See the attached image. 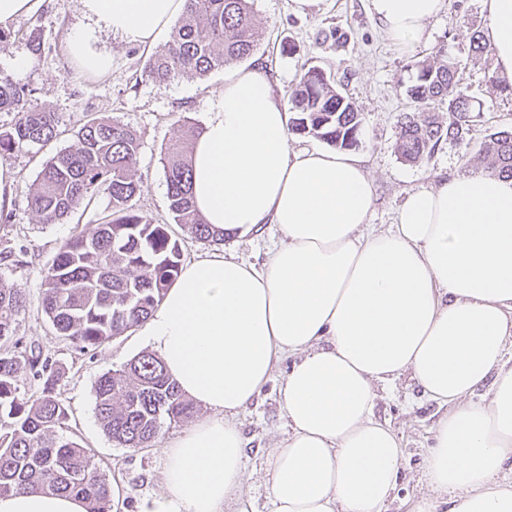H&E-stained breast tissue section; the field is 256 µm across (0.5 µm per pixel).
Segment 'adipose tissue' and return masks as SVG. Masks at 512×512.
Here are the masks:
<instances>
[{"label":"adipose tissue","instance_id":"obj_1","mask_svg":"<svg viewBox=\"0 0 512 512\" xmlns=\"http://www.w3.org/2000/svg\"><path fill=\"white\" fill-rule=\"evenodd\" d=\"M86 26L66 38L104 75L97 29L153 46L185 0H79ZM389 39L410 50L444 0H368ZM497 77L512 84V0H483ZM192 196L207 223L244 235L278 225L262 267L219 253L184 266L146 336L181 392L208 416L165 449L164 492L140 512H253L234 420L285 358L288 430L267 462L269 512H381L401 450L373 418L379 385L407 373L448 413L424 461L431 490L416 512H512V180L445 175L410 191L397 224L369 227L374 184L363 158L292 148L262 65L231 72L193 143ZM490 385L484 403L469 397ZM0 512H86L52 493L0 496Z\"/></svg>","mask_w":512,"mask_h":512}]
</instances>
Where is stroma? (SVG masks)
I'll return each instance as SVG.
<instances>
[{
	"instance_id": "35a3bbf8",
	"label": "stroma",
	"mask_w": 512,
	"mask_h": 512,
	"mask_svg": "<svg viewBox=\"0 0 512 512\" xmlns=\"http://www.w3.org/2000/svg\"><path fill=\"white\" fill-rule=\"evenodd\" d=\"M251 7L262 39L248 62L268 69L280 100H287L301 74L318 65L331 72L338 89L362 114L358 153L365 158L375 187L370 220L375 230L396 223L408 192L430 187L439 173H482L480 148L491 133L512 128V93L492 83V55L470 50L473 31L484 30L487 24L482 0H445L443 12L429 25L428 37L409 52L386 37L366 0H318L305 15L294 11L292 0H251ZM84 23L78 0H45L39 13L19 18L0 31V72L32 89L33 102L55 114L60 130L59 137L39 153L24 151L0 160V168L13 176L15 188L14 216L8 223L0 220V249L12 246L24 252L21 265L0 264V281L27 297V307L17 317L21 347L35 348L65 369L56 391L69 409V436L92 450L108 479L123 485L125 501L117 512H139L144 500L161 494L164 450L189 422L163 421L153 447L143 449L118 446L103 431L95 414V382L102 373L123 369L148 351L145 329L139 326L98 348L79 351L55 332L41 312V300L43 273L60 243L75 226L100 223L109 213L108 199L98 196L64 223L44 225L27 209L25 195L43 163L73 144L84 121L109 114L135 130L140 140L136 169L142 187L134 200L137 211L152 222L171 223L163 151L180 136V121L204 125L212 101L224 86V73L216 70L203 79L181 75L156 84L142 74L150 49L104 30L96 47L111 54L112 70L103 76L87 72L64 50L68 32ZM36 26L42 29L43 41L37 56L27 38ZM440 46L457 62L460 90L479 106L481 116L463 140L444 144L432 158L408 163L396 152L395 136L400 114L417 109L405 93L409 66L430 57ZM21 57L29 64L19 70L15 61ZM177 238L183 262L218 248L259 267L281 243L282 234L277 225L265 224L249 234L232 235L218 247L183 232ZM290 367V361L279 363L260 394L235 417L246 441L244 489L253 497L256 512L269 508L266 459L287 430L279 390ZM447 412V406L426 398L410 375L379 388L374 415L394 432L402 451L399 481L382 512H414L418 500L429 495L423 462L433 444V428Z\"/></svg>"
}]
</instances>
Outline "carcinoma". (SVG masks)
<instances>
[{
  "instance_id": "carcinoma-1",
  "label": "carcinoma",
  "mask_w": 512,
  "mask_h": 512,
  "mask_svg": "<svg viewBox=\"0 0 512 512\" xmlns=\"http://www.w3.org/2000/svg\"><path fill=\"white\" fill-rule=\"evenodd\" d=\"M249 0H186L168 42L145 64L143 75L166 83L181 74L204 78L226 64L249 57L257 46ZM446 49L432 61H415L408 96L447 112H412L397 125L396 150L417 163L443 144L460 141L480 112L458 91V69ZM290 130L319 138L341 150L360 144L361 113L324 69L312 66L288 94ZM0 111L16 114L0 129V158L43 146L59 136L55 113L32 102V90L0 74ZM203 129L182 124V136L164 152L169 210L183 232L214 244L224 232L205 223L190 193L188 141ZM140 142L118 118L100 115L79 128L72 145L49 159L25 196L41 224H59L100 194L110 213L92 228H81L60 245L42 278V313L58 335L75 348H96L148 320L181 272V250L171 225L140 215L135 170ZM492 178L512 179V130L492 133L482 149ZM26 297L0 281V495L50 491L80 497L88 512H111L112 484L89 449L60 433L68 408L56 394L61 368L33 352L18 351L16 316ZM27 380L40 383L27 395ZM95 414L103 430L124 448H150L161 420H185L193 406L184 398L162 360L143 353L123 369L103 373L95 383Z\"/></svg>"
}]
</instances>
